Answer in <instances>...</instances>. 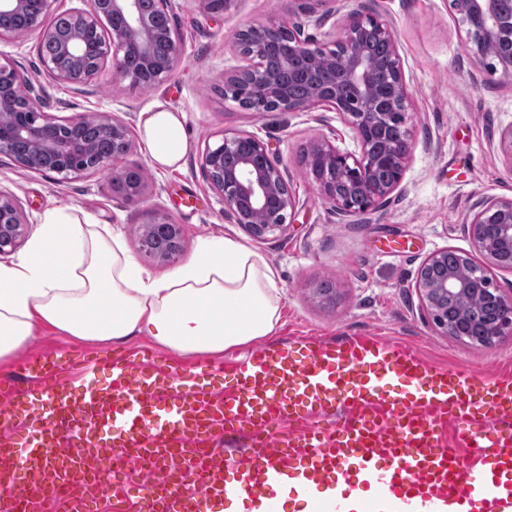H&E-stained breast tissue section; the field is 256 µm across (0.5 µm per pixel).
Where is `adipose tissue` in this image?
<instances>
[{
  "mask_svg": "<svg viewBox=\"0 0 512 512\" xmlns=\"http://www.w3.org/2000/svg\"><path fill=\"white\" fill-rule=\"evenodd\" d=\"M183 112L154 102L139 129L151 164L180 167L189 148ZM277 274L226 237L160 276L105 225L70 206L45 211L26 250L0 263V364L28 351L46 328L80 341L147 336L181 356L223 353L274 335Z\"/></svg>",
  "mask_w": 512,
  "mask_h": 512,
  "instance_id": "ef3b65f1",
  "label": "adipose tissue"
}]
</instances>
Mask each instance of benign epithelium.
<instances>
[{"label":"benign epithelium","mask_w":512,"mask_h":512,"mask_svg":"<svg viewBox=\"0 0 512 512\" xmlns=\"http://www.w3.org/2000/svg\"><path fill=\"white\" fill-rule=\"evenodd\" d=\"M55 0H0V39L14 36L4 22L28 13L27 31L38 32V52L45 71L59 82L81 86L97 78L105 67L113 77L131 84L160 86L175 71L181 49L172 27L174 0H152L151 13L142 0H82L83 8L59 12ZM351 4L340 36L328 48L305 36L302 18L284 24L270 20L238 31L236 44L248 64L224 73V85L234 86L250 99L256 112H301L329 105L352 131L358 151L341 149L321 137L303 154L324 203L340 215H354L387 205L403 181L413 154V129L408 124L412 94L406 82L394 26L371 12L363 0ZM451 0L458 27L465 31V49L478 69L499 74L512 83V2ZM369 38L385 44L389 63L382 66L363 49ZM170 46L156 57L155 43ZM141 61L139 71L128 69L129 52ZM320 57L315 70L308 60ZM307 88L302 99L291 85ZM91 125L122 143L110 154L97 151L93 141L65 134L67 129ZM253 150L240 153L232 167L224 155L242 141ZM130 130L110 112L88 118L82 114L58 117L34 85L11 60L0 57V155L38 173L69 175L108 170L113 192L128 200L148 191L143 166L124 164L130 151ZM205 177L224 202V214L256 240L288 234V213L296 205L280 163L255 134L235 131L206 147L202 155ZM261 215L264 223L254 217ZM27 222L19 202L0 190V255L22 243ZM466 230L484 262L466 252L446 247L428 255L419 266L415 288L433 327L444 336L487 347L512 335V293L498 286L493 270L512 271V197L484 201ZM140 250L160 261H171L184 251L182 225L165 215L144 226ZM478 294L489 316L473 336L474 322L468 298Z\"/></svg>","instance_id":"1"}]
</instances>
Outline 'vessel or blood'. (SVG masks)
<instances>
[{"mask_svg":"<svg viewBox=\"0 0 512 512\" xmlns=\"http://www.w3.org/2000/svg\"><path fill=\"white\" fill-rule=\"evenodd\" d=\"M24 371L0 377V512H42L50 499L60 512H92L102 463L113 512H213L224 496L253 501L287 484L308 512H335L347 470L359 512L433 499L512 512V375L467 377L399 341L303 337L189 370L146 347L53 354ZM91 425L107 431L103 444L84 436ZM218 433L243 441L223 462L212 455ZM127 455L142 464L139 485L122 476Z\"/></svg>","mask_w":512,"mask_h":512,"instance_id":"vessel-or-blood-1","label":"vessel or blood"}]
</instances>
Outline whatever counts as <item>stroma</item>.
Returning a JSON list of instances; mask_svg holds the SVG:
<instances>
[{
  "mask_svg": "<svg viewBox=\"0 0 512 512\" xmlns=\"http://www.w3.org/2000/svg\"><path fill=\"white\" fill-rule=\"evenodd\" d=\"M367 7L393 24L413 99L412 159L390 203L355 216L332 212L300 161L302 148L319 137L356 151L351 130L331 108L304 112H250L224 97V73L241 65L234 47L244 26L301 14L298 0H234L223 15L207 13L203 0H176L173 27L181 59L159 88L144 90L102 73L76 88L49 77L39 59L37 34L0 40V54L16 62L59 115L111 112L133 130L125 161L140 164L148 178L143 199L127 201L112 190L109 173L71 179L27 171L0 155V189L21 204L29 227L47 209L67 205L110 225L131 254L139 252L142 224L166 214L184 233L185 251L200 239L231 237L262 254L280 274L282 325L257 340L281 349L297 336L325 343L367 332L415 346L428 362L469 375H495L512 368V335L477 348L435 331L414 281L431 253L453 247L472 252L466 226L481 202L512 196V166L500 148L512 126V84L475 69L465 52L450 0H367ZM184 112L190 149L179 169L155 170L137 136L140 112L155 101ZM261 138L281 163L296 199L288 234L259 241L224 214V204L202 169L206 146L224 132ZM324 281L336 288L334 303L313 290Z\"/></svg>",
  "mask_w": 512,
  "mask_h": 512,
  "instance_id": "stroma-1",
  "label": "stroma"
}]
</instances>
